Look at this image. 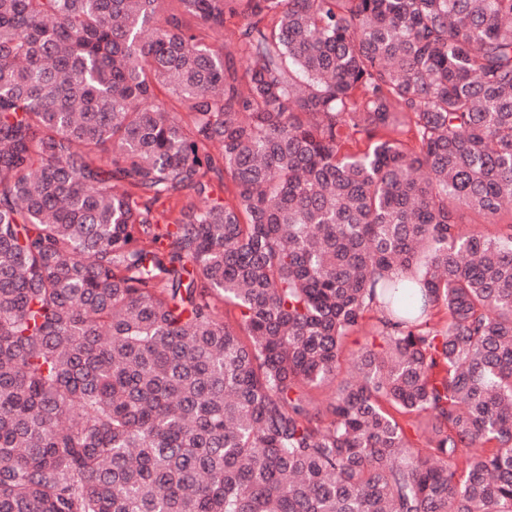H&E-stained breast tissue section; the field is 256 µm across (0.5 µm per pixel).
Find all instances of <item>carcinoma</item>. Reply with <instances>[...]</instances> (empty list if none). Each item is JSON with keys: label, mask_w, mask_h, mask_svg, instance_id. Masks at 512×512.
I'll return each mask as SVG.
<instances>
[{"label": "carcinoma", "mask_w": 512, "mask_h": 512, "mask_svg": "<svg viewBox=\"0 0 512 512\" xmlns=\"http://www.w3.org/2000/svg\"><path fill=\"white\" fill-rule=\"evenodd\" d=\"M0 512H512V0H0ZM374 322V320L367 321L365 325H363L362 328L350 333V335L345 339V345H346V358H344V361L342 362V373L344 375L350 374L353 372V367L351 364V361L348 357V352L350 350H357L361 345L365 344L366 342H371L372 337L370 334L371 331V325Z\"/></svg>", "instance_id": "cac0c4a2"}]
</instances>
